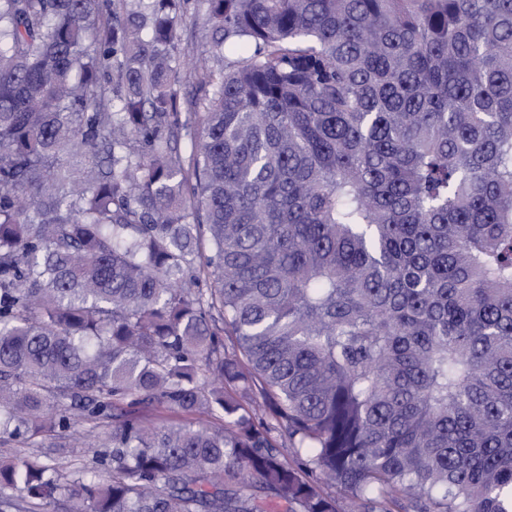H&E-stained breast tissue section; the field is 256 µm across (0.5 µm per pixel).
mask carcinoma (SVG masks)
<instances>
[{
  "instance_id": "carcinoma-1",
  "label": "carcinoma",
  "mask_w": 512,
  "mask_h": 512,
  "mask_svg": "<svg viewBox=\"0 0 512 512\" xmlns=\"http://www.w3.org/2000/svg\"><path fill=\"white\" fill-rule=\"evenodd\" d=\"M188 2L0 0V512H512V0ZM200 0H191V8L188 16L183 20L181 33V56L190 62H200L201 54L206 48V32L202 27L201 20L197 19L195 13L196 4ZM45 444H52L54 448H19L14 442L0 441V456L9 457L17 452H46L56 459L65 474L91 463L93 448L81 447L82 441L72 437L58 440H46Z\"/></svg>"
}]
</instances>
